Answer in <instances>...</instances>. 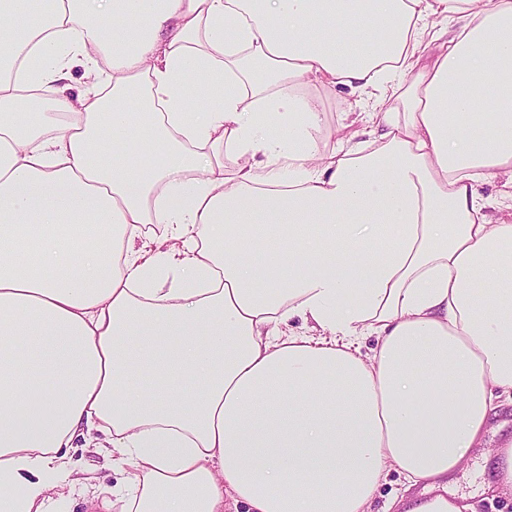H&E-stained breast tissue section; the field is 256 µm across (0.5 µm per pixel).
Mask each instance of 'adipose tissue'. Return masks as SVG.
I'll use <instances>...</instances> for the list:
<instances>
[{
  "label": "adipose tissue",
  "instance_id": "ef3b65f1",
  "mask_svg": "<svg viewBox=\"0 0 512 512\" xmlns=\"http://www.w3.org/2000/svg\"><path fill=\"white\" fill-rule=\"evenodd\" d=\"M339 87L376 99L330 128ZM499 178L512 0H0V512H59L94 431L121 512H370L392 468L396 512H479ZM503 181H493L485 186L482 187L481 193L482 196L490 202V205H487V213L491 215L494 218H506L509 219L508 213L511 212L502 209L501 211L498 210L499 207L497 206V202L501 201V194L503 191H511V188L509 187H503L502 185ZM488 476L489 467L484 457L481 453H475L453 475L452 482L448 485V497L478 502L481 512L511 511V494L486 499L488 493H484V487Z\"/></svg>",
  "mask_w": 512,
  "mask_h": 512
}]
</instances>
